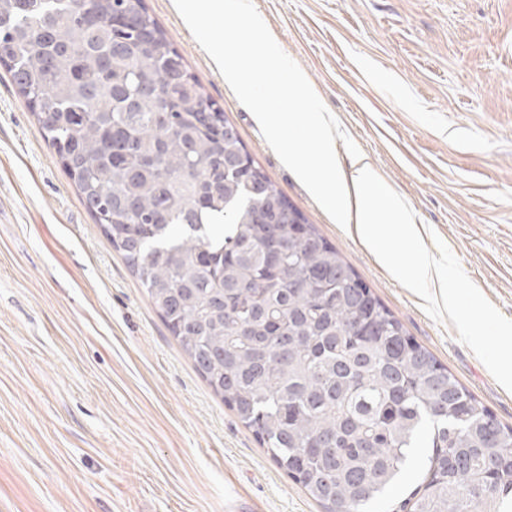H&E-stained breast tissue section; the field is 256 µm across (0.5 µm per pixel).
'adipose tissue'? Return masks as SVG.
Instances as JSON below:
<instances>
[{"mask_svg":"<svg viewBox=\"0 0 512 512\" xmlns=\"http://www.w3.org/2000/svg\"><path fill=\"white\" fill-rule=\"evenodd\" d=\"M243 34L262 51L268 69L280 73L282 80L275 91H268L248 57L232 50L233 39L229 36L215 48L216 54L224 58L225 79L257 102L260 119L280 146L284 160L297 168L337 223L348 225L371 242L385 264L405 277L411 287H426L433 266L419 246L414 215L363 156L355 153L348 161H341L338 137L303 73L267 44L259 29L249 26ZM298 104L305 107L302 117L306 136L301 140L286 136L280 113L281 107ZM382 219L396 226L395 236L378 232L376 225ZM406 243L411 246V257L407 260L401 257V248Z\"/></svg>","mask_w":512,"mask_h":512,"instance_id":"obj_1","label":"adipose tissue"}]
</instances>
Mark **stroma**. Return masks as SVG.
Returning <instances> with one entry per match:
<instances>
[{
  "label": "stroma",
  "mask_w": 512,
  "mask_h": 512,
  "mask_svg": "<svg viewBox=\"0 0 512 512\" xmlns=\"http://www.w3.org/2000/svg\"><path fill=\"white\" fill-rule=\"evenodd\" d=\"M145 4L288 200L512 426V0ZM250 24L413 210L446 288L410 287L283 160L209 48ZM0 512H325L195 370L2 66Z\"/></svg>",
  "instance_id": "1"
}]
</instances>
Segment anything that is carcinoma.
I'll use <instances>...</instances> for the list:
<instances>
[{
    "instance_id": "1",
    "label": "carcinoma",
    "mask_w": 512,
    "mask_h": 512,
    "mask_svg": "<svg viewBox=\"0 0 512 512\" xmlns=\"http://www.w3.org/2000/svg\"><path fill=\"white\" fill-rule=\"evenodd\" d=\"M0 0V65L213 393L327 512H512V426L289 204L144 0ZM422 481V470L415 462L405 472L402 479L393 485L388 493L392 502H397L410 494Z\"/></svg>"
}]
</instances>
